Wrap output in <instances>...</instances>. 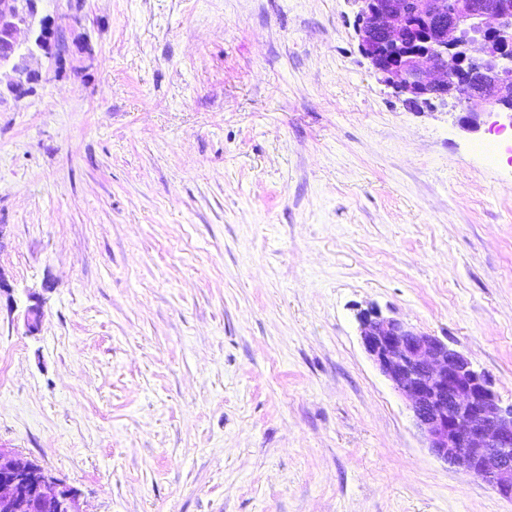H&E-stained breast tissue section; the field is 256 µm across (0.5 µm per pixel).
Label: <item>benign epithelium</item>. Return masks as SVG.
Instances as JSON below:
<instances>
[{
	"label": "benign epithelium",
	"instance_id": "1",
	"mask_svg": "<svg viewBox=\"0 0 512 512\" xmlns=\"http://www.w3.org/2000/svg\"><path fill=\"white\" fill-rule=\"evenodd\" d=\"M42 0H0V72L15 98L39 73L27 59L65 49L63 26L77 15L40 11ZM358 49L382 82L408 102L463 106L460 128L475 132L486 112L512 119V0H348ZM42 311L27 309L26 333ZM362 345L405 399L426 447L512 501V405L462 351L371 307L358 313ZM82 512L78 495L41 466L0 448V512Z\"/></svg>",
	"mask_w": 512,
	"mask_h": 512
}]
</instances>
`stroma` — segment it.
Masks as SVG:
<instances>
[{
  "mask_svg": "<svg viewBox=\"0 0 512 512\" xmlns=\"http://www.w3.org/2000/svg\"><path fill=\"white\" fill-rule=\"evenodd\" d=\"M0 104V446L82 512H512L425 447L376 306L512 404V162L348 0H83ZM41 329L27 335L31 296Z\"/></svg>",
  "mask_w": 512,
  "mask_h": 512,
  "instance_id": "stroma-1",
  "label": "stroma"
}]
</instances>
